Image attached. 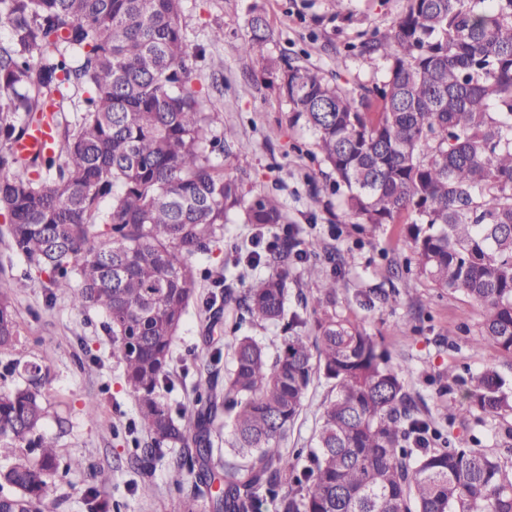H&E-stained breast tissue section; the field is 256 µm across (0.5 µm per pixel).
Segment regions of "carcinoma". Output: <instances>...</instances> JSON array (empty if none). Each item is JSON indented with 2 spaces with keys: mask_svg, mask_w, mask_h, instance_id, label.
I'll list each match as a JSON object with an SVG mask.
<instances>
[{
  "mask_svg": "<svg viewBox=\"0 0 512 512\" xmlns=\"http://www.w3.org/2000/svg\"><path fill=\"white\" fill-rule=\"evenodd\" d=\"M183 0H0V212L6 234L51 296L95 309L150 442L140 467L174 454L170 480L194 493L183 512H512V474L487 448L435 446L401 366L358 324L327 310L336 278L307 267L317 296L316 336L288 310L290 274L307 260L291 234L234 266L269 268L242 288L221 286L234 332L221 355L195 366L190 407L164 392L172 346L197 298L194 260L213 251L224 224L283 223L269 194L224 175L211 112L192 84ZM242 53L263 56L262 17ZM357 54L387 64L355 98L315 69L290 66L280 92L289 121L310 132L331 169L351 224L405 216L418 277L483 311L481 341L512 358V0H407ZM83 90L73 117L54 96ZM51 122L52 151L22 159L13 144ZM281 327L274 353L240 333L245 322ZM10 285L0 284V349L16 346ZM329 384L314 447L287 448L314 377ZM488 367L467 399L490 416L512 414V391ZM35 387L0 388V512H57L55 442L40 432ZM224 425L231 452L214 458ZM221 469L223 489L205 488ZM87 512H112L97 489Z\"/></svg>",
  "mask_w": 512,
  "mask_h": 512,
  "instance_id": "1",
  "label": "carcinoma"
}]
</instances>
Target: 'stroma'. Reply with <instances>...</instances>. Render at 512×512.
I'll return each mask as SVG.
<instances>
[{"label":"stroma","mask_w":512,"mask_h":512,"mask_svg":"<svg viewBox=\"0 0 512 512\" xmlns=\"http://www.w3.org/2000/svg\"><path fill=\"white\" fill-rule=\"evenodd\" d=\"M406 0H352L351 17L336 14L335 0H185L182 24L188 36L195 84L201 85L217 116L216 135L229 149L215 155L225 174L242 178L256 194L276 195L283 224L255 227L232 220L212 253L200 256V270L220 271L252 238L271 242L284 227L312 244L311 262L335 276L330 312L361 324L405 369L409 392L440 434V445L490 448L512 471V416L492 417L470 408L471 378L485 366L497 368L512 387V358L479 345L482 310L462 294L438 291L406 270L411 243L399 224L346 223L342 194L329 170L311 154L313 139L288 122L289 106L277 90L276 74L286 66L319 69L351 94L382 80L386 64L354 53L366 34L398 18ZM263 15L270 40L265 57L247 56L239 46L250 34L252 8ZM223 27L224 40H209ZM346 53L337 68V53ZM0 216V282L14 284L13 305L18 347L0 351V368L17 360L42 365L40 390L46 415L41 431L56 443L57 459L67 472L57 484L59 512H84L91 486L118 501L122 512H179L192 485L169 482L168 461L141 470L136 457L147 433L138 426L137 406L123 382V365L112 354V338L96 311L72 307L69 299L49 295L48 277L30 270L11 247ZM197 305H190L173 346V389L167 398L189 404L194 398L187 370L195 357L224 346L223 332L204 334ZM456 383H449V374ZM325 383L312 386L306 406L288 435V445H309ZM82 460L79 469L70 460ZM147 481L153 494L132 493Z\"/></svg>","instance_id":"35a3bbf8"}]
</instances>
